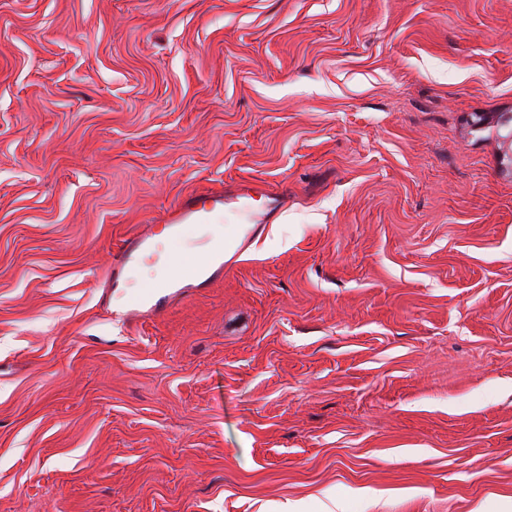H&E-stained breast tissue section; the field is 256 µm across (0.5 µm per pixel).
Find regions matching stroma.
<instances>
[{"mask_svg":"<svg viewBox=\"0 0 512 512\" xmlns=\"http://www.w3.org/2000/svg\"><path fill=\"white\" fill-rule=\"evenodd\" d=\"M511 117L512 0H0V512H512ZM221 207H224V195L222 193L211 192L195 195L183 201L172 212L168 220L171 237L176 241H180L185 225L208 224L211 213ZM241 198V200H239ZM253 196L247 193L237 195L239 209L245 217V225L235 227L218 244H211L201 251H189L179 244L166 255L168 276L165 283L146 286L145 295L165 297L170 288H207L224 276V254L240 253L253 238L261 224H268L274 215L275 208L255 209L248 199ZM164 294V295H162ZM154 234L152 230L124 239L112 253V265L107 279L114 284L124 273L130 271L141 259L152 253Z\"/></svg>","mask_w":512,"mask_h":512,"instance_id":"35a3bbf8","label":"stroma"}]
</instances>
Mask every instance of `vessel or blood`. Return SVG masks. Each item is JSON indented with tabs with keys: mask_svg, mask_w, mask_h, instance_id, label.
Returning a JSON list of instances; mask_svg holds the SVG:
<instances>
[{
	"mask_svg": "<svg viewBox=\"0 0 512 512\" xmlns=\"http://www.w3.org/2000/svg\"><path fill=\"white\" fill-rule=\"evenodd\" d=\"M223 205V194L213 192L183 201L168 220L172 238L178 241L186 225L208 223L212 212ZM239 209L245 217L244 225L231 230L222 242L199 251H190L178 245L172 248L166 255L168 276L165 283L148 286L147 295L159 296L171 288H205L222 279L225 254L241 252L260 226L269 223L274 215L273 209L254 208L245 198L240 200ZM153 239L154 234L150 231L124 239L112 253L109 279H119L138 261L151 254Z\"/></svg>",
	"mask_w": 512,
	"mask_h": 512,
	"instance_id": "b4317fda",
	"label": "vessel or blood"
}]
</instances>
